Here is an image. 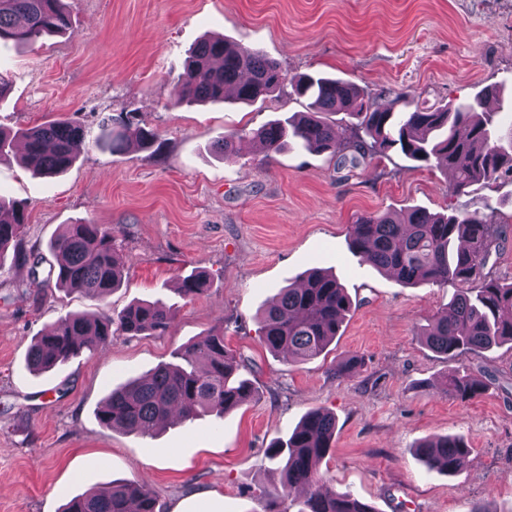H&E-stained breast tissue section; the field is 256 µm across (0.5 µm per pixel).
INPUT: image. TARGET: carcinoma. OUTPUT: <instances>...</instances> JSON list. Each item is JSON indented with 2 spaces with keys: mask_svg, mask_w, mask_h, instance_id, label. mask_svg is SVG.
Wrapping results in <instances>:
<instances>
[{
  "mask_svg": "<svg viewBox=\"0 0 512 512\" xmlns=\"http://www.w3.org/2000/svg\"><path fill=\"white\" fill-rule=\"evenodd\" d=\"M70 21L64 0H0V42L29 44L51 33H64ZM288 80L280 64L258 48L242 47L222 37H206L190 52L175 86L178 105L225 102L251 105L264 100ZM293 93L310 100L311 111L287 122H272L254 132L267 157L294 145L327 153L342 166L355 162L354 151L365 156L396 152L405 158L435 163L454 173L452 193L497 180H512V124L502 130L485 111L488 89L473 98L458 99L433 109L397 112L394 106L374 108L356 84L342 79L306 74L292 80ZM343 112L351 122L330 123L325 113ZM239 134H224L214 148L229 159ZM153 156L161 153L158 130L129 117L111 116L99 125L97 148L121 152L128 142ZM86 142L84 126L72 119H55L14 134L0 130V159L15 156L40 175L67 171ZM25 207L0 196V257L13 250L14 258L31 265V285L37 290L50 281L67 292L103 300L121 285L125 260L114 247L112 226L64 224L50 243L56 257L55 278L38 279L35 250L26 248L23 230ZM506 226L493 215L467 212L431 213L412 208L395 217L364 214L350 225L351 250L362 262L384 271L400 283L446 284L475 282L461 288L422 332L425 345L446 358L478 354L493 346L512 343V282L505 285L484 273L492 255L507 239ZM208 275L192 271L178 278L177 295L186 300L202 295ZM352 301L336 276L312 270L298 282L280 289L263 310L261 341L274 353L295 360L319 356L338 336ZM173 306L161 299L137 300L117 314L67 313L51 331L32 339L28 367L50 371L87 352L94 355L112 345V336H152L171 330ZM179 362L164 364L152 373L132 379L111 391L98 410L102 425L111 429L148 432L173 413L192 421L206 413L222 418L254 395L251 381L240 373V361L216 329L184 346ZM484 383L468 374L449 373L440 392L469 400L480 396ZM336 419L322 410L305 415L269 458L282 463L280 488L266 496L285 498L304 491L299 512H374L349 493L329 488L319 466L332 448ZM419 454L431 470L452 473L469 454L452 436L426 440ZM158 494L137 482L114 484L70 498L61 512H157Z\"/></svg>",
  "mask_w": 512,
  "mask_h": 512,
  "instance_id": "cac0c4a2",
  "label": "carcinoma"
}]
</instances>
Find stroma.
<instances>
[{
  "label": "stroma",
  "instance_id": "35a3bbf8",
  "mask_svg": "<svg viewBox=\"0 0 512 512\" xmlns=\"http://www.w3.org/2000/svg\"><path fill=\"white\" fill-rule=\"evenodd\" d=\"M70 28L32 44H0V127L71 118L97 134L101 119L128 113L156 127L164 156L84 146L65 173L43 177L0 161V195L27 206L24 237L37 270L0 259V512H60L66 498L118 481L150 484L161 512H262L260 493L282 471L267 453L303 417L336 418L320 465L327 486L373 512H512V346L446 359L420 335L456 284L405 286L360 262L348 226L365 213L409 208L485 214L512 226V181L450 194L452 178L399 154L337 166L290 149L265 158L252 133L305 111L283 87L265 101L193 106L174 102L188 51L221 35L258 47L289 76L318 73L356 83L373 106L431 107L503 87L498 124L512 122V0H66ZM240 134L226 160L212 146ZM111 225L125 258L105 301L32 288L55 258L62 225ZM333 271L353 303L320 356L296 362L260 341L264 304L309 268ZM206 271L193 300L179 276ZM176 307L169 333L117 336L111 347L45 372L26 363L34 336L71 311L119 312L138 299ZM223 329L255 396L224 419L202 416L142 434L102 426L108 392L175 361L185 344ZM360 365L352 376L338 367ZM460 369L489 379L461 400L436 386ZM461 438L469 454L454 473L427 470L430 438Z\"/></svg>",
  "mask_w": 512,
  "mask_h": 512
}]
</instances>
